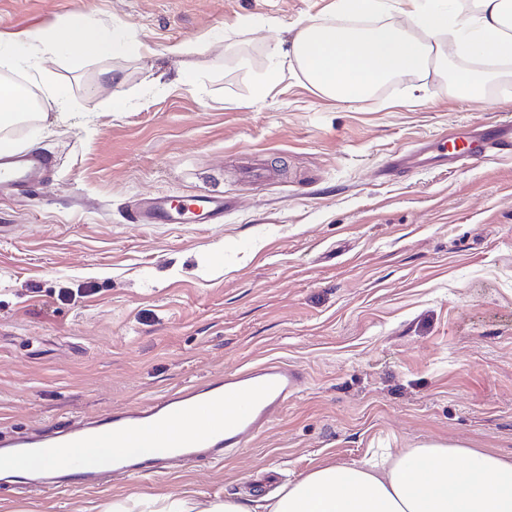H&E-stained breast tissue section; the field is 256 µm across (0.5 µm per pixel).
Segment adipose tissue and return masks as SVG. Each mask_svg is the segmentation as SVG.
Returning a JSON list of instances; mask_svg holds the SVG:
<instances>
[{"label":"adipose tissue","mask_w":512,"mask_h":512,"mask_svg":"<svg viewBox=\"0 0 512 512\" xmlns=\"http://www.w3.org/2000/svg\"><path fill=\"white\" fill-rule=\"evenodd\" d=\"M404 24H382L364 32L331 22L298 23L282 55L300 60L310 84L326 96L351 102L400 74H414L449 56H512V0H477L459 19L454 0H411ZM84 15H70L53 28L29 33L19 46L41 61L61 49L79 58L106 59L117 52L108 39L88 37ZM67 91L49 86L44 99L0 79V147H14L10 130L22 118L64 110ZM209 512H512V460L459 445L427 444L399 456L350 465H322L255 507L235 499Z\"/></svg>","instance_id":"1"}]
</instances>
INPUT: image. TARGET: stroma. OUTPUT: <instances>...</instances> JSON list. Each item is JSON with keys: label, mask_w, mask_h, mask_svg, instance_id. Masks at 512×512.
Wrapping results in <instances>:
<instances>
[{"label": "stroma", "mask_w": 512, "mask_h": 512, "mask_svg": "<svg viewBox=\"0 0 512 512\" xmlns=\"http://www.w3.org/2000/svg\"><path fill=\"white\" fill-rule=\"evenodd\" d=\"M404 0H0V38L80 13L137 55L12 78L68 88L70 116L20 124L49 180L0 196V433L54 429L269 360L307 383L263 435L216 464L0 489V512H110L140 493L206 512L322 464L430 443L512 456V154L393 172L447 137L512 118V83L459 94L451 59L354 102L296 60L257 86L299 22H399ZM183 44V55L170 54ZM192 83L177 82L183 65ZM120 81H112L108 72ZM223 195L220 224L130 221L158 195Z\"/></svg>", "instance_id": "stroma-1"}]
</instances>
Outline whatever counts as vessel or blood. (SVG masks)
<instances>
[{"mask_svg":"<svg viewBox=\"0 0 512 512\" xmlns=\"http://www.w3.org/2000/svg\"><path fill=\"white\" fill-rule=\"evenodd\" d=\"M50 166V158L40 152L0 153V191L23 194ZM224 206L220 195L196 194L181 206L163 195L137 205L135 219L140 224H208L223 218ZM305 379L300 369L269 361L163 393L144 404L101 412L89 422L74 420L57 431L0 435V450L45 457L66 445L109 449V457L97 466L75 460L71 473L63 476L13 478L15 484H33L45 491L68 481L92 486L104 474L127 476L183 460L215 463L222 461L225 451L244 447L247 438L265 433ZM182 423L193 424L194 432L171 435L170 426ZM131 445L150 448L153 454L124 455V448Z\"/></svg>","mask_w":512,"mask_h":512,"instance_id":"vessel-or-blood-1","label":"vessel or blood"}]
</instances>
